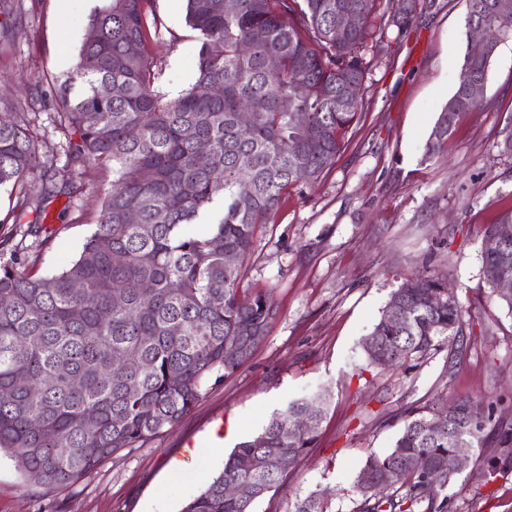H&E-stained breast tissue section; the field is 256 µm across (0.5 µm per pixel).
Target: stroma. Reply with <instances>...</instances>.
Instances as JSON below:
<instances>
[{"label": "stroma", "instance_id": "stroma-1", "mask_svg": "<svg viewBox=\"0 0 512 512\" xmlns=\"http://www.w3.org/2000/svg\"><path fill=\"white\" fill-rule=\"evenodd\" d=\"M103 0H13L0 14V112L27 113L41 156L66 163L55 89L75 67L92 14ZM161 22L152 53L160 91L177 98L197 78L198 42L185 0H155ZM465 0H416L403 33L379 53L364 51L363 114L335 165L289 191L259 225L240 283L270 294L277 314L252 356L231 376L209 381L176 425L113 454L74 486L31 488L0 454V512H181L224 467L234 446L256 437L293 399L327 394L318 440L254 512H289L317 492L330 512H357L349 488L369 455L392 448L415 406L492 397L512 414V312L482 275L485 228L512 208V160L494 143L512 120V38L492 59L481 107L466 115L442 150L426 158L434 122L458 87L466 49ZM111 172L82 179L78 195L45 203L53 230L35 273L50 276L76 259L97 221ZM445 278L464 306L465 341L387 370L368 366L362 339L391 292L412 274ZM453 512H512V473L489 485L461 473L449 485Z\"/></svg>", "mask_w": 512, "mask_h": 512}]
</instances>
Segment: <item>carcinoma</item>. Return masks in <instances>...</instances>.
<instances>
[{"label":"carcinoma","mask_w":512,"mask_h":512,"mask_svg":"<svg viewBox=\"0 0 512 512\" xmlns=\"http://www.w3.org/2000/svg\"><path fill=\"white\" fill-rule=\"evenodd\" d=\"M406 0H185L186 23L198 34L197 79L180 97L158 90L160 72L149 45L159 35L154 0H108L90 18L93 41H84L72 75L56 97L57 128L74 174L112 169L100 201L96 230L77 259L61 272L38 277L18 262L23 240L40 233L43 203L54 195L60 172L40 159L24 113L0 112V186L40 170L41 197L23 195L21 213L36 217L0 234L16 236L14 258L0 261V452L14 458L34 486L75 485L114 453L134 448L182 419L208 381L232 375L253 354L276 314L262 292L243 295L239 284L256 226L278 210L293 188L332 168L362 101L343 111L336 98L343 83L364 79L359 52L377 50L391 27L406 28ZM502 0H466V25H489L495 43L512 36V9ZM361 13L360 29L336 32V15ZM139 47L136 54L128 46ZM278 65L270 71L269 57ZM490 55L464 54L463 67L486 84ZM224 86L215 98L210 88ZM122 94L113 97V86ZM448 98L432 127L426 157L440 152L459 121L477 104ZM248 106L249 127L235 114ZM209 143L211 168L198 165L197 145ZM496 148L512 159V121ZM250 171V192L239 172ZM222 173L216 178L211 169ZM135 211L140 223L127 222ZM509 261L484 253L482 274L498 301L512 298L497 285L512 279V208L487 225ZM418 287L395 290L362 340L369 365L401 366L463 336V306L448 301L436 275ZM81 284L75 289L74 284ZM153 288L152 298L140 288ZM256 336L241 342L245 331ZM326 394L296 399L273 416L254 439L239 443L224 469L182 512H253V503L277 488L315 446ZM92 413L96 425L81 426ZM435 409L414 407L393 447L371 455L353 481L359 512H445L455 444L473 450L476 472H512V417L495 415L480 399L457 400V414L433 424ZM424 460V467L412 465ZM248 482L254 497L224 496V486ZM292 512H328L312 493Z\"/></svg>","instance_id":"obj_1"}]
</instances>
